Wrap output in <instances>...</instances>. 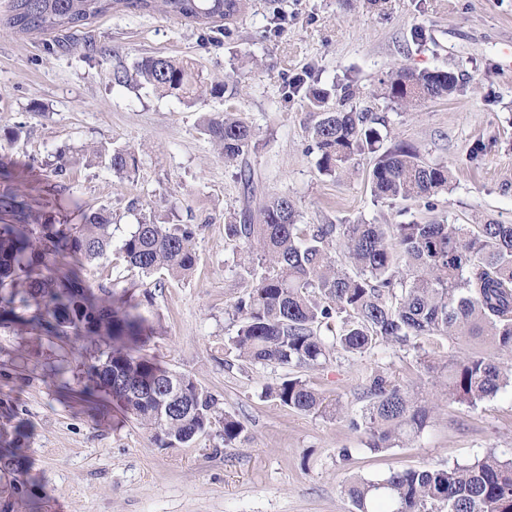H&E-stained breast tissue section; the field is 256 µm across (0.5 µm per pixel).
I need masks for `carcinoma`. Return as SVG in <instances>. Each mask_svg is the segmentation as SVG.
<instances>
[{
  "label": "carcinoma",
  "instance_id": "1",
  "mask_svg": "<svg viewBox=\"0 0 512 512\" xmlns=\"http://www.w3.org/2000/svg\"><path fill=\"white\" fill-rule=\"evenodd\" d=\"M249 7L250 0H10L0 24L23 34L69 32L110 11L159 8L229 38ZM134 71L117 70L112 81L128 85L137 77L183 100L203 94L233 99L227 94L233 77L208 85L189 59L150 56ZM383 86V98L411 107L452 96L459 81L448 70L401 68ZM285 88L304 92L313 107L306 133L320 172H339L367 152L376 155V198L422 201L431 209L432 197L448 189L447 166L423 161L414 145L398 141L381 149L376 125L384 118L353 108L359 94L354 84H338L331 92L298 77ZM206 130L228 161L254 147L251 125L231 104L207 119ZM110 166L119 175L134 171L135 153L113 151ZM0 215V316L13 313L17 302L33 305L30 322L47 334L105 343L108 350L87 369L84 390L115 399L158 447L189 446L216 418L217 399L142 352L155 328L124 295L93 288L73 267L60 268L68 258L80 264L107 253L110 215L99 211L83 215L79 224L45 223L36 232L28 223L30 204L8 189L0 191ZM224 229L244 255L240 278L251 282L229 311L236 332L224 350L239 360L318 369L336 353L364 356L396 345L414 351L430 376H444L450 402L475 406L512 386V363L500 361L512 355V224H299L294 201L274 195L254 211L244 209L239 223ZM195 235L192 224L144 221L121 250L131 269L186 279L196 264ZM338 249L354 272L336 264ZM442 339L458 345L478 340L490 352L451 354L442 362L428 358L425 346ZM363 387L370 402L350 425L373 451L418 436L432 418L434 407L421 392L378 366L365 373ZM264 394L301 413H343L338 400L299 377L287 376ZM222 424L224 446L246 440L239 420L226 414ZM345 494L357 512H373L379 498L388 502L387 512H512V458L490 452L469 464L393 470L377 480L353 479Z\"/></svg>",
  "mask_w": 512,
  "mask_h": 512
}]
</instances>
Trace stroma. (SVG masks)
Here are the masks:
<instances>
[{"label":"stroma","mask_w":512,"mask_h":512,"mask_svg":"<svg viewBox=\"0 0 512 512\" xmlns=\"http://www.w3.org/2000/svg\"><path fill=\"white\" fill-rule=\"evenodd\" d=\"M156 55L192 59L211 82L235 75L255 149L229 162L212 146L203 121L223 112V98L190 105L112 83L117 67ZM401 67L453 71L461 89L413 110L376 97ZM307 74L328 90L354 80L356 108L384 117L388 142L447 165L449 190L429 208L375 200L368 153L343 173L319 172L307 149L309 102L283 97L285 83ZM116 149L134 151L135 172L113 173ZM0 155L19 164L8 185L31 203V223H70L77 206L111 214L112 246L85 278L126 287L156 328L146 353L192 377L247 434L225 447L216 421L190 446L157 447L115 401L83 395L97 349L33 329L19 308L0 318V452L11 455L0 466V512H354L342 492L350 477L512 455V388L474 406L446 402L414 352L385 345L317 370L250 366L224 352L236 330L228 311L245 289L240 252L224 233L248 204L241 169L253 171L260 194L289 196L302 224H512V0H251L220 43L159 11L109 13L74 34L4 28ZM146 220L195 225L189 278L128 269L122 243ZM373 366L436 405L418 437L382 452L348 422L368 403L361 377ZM288 375L340 400L345 416L263 396Z\"/></svg>","instance_id":"1"}]
</instances>
